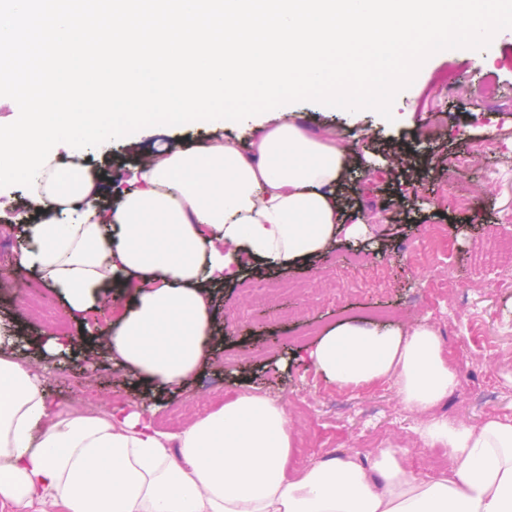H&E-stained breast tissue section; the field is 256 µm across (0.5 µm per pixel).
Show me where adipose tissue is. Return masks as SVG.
I'll return each mask as SVG.
<instances>
[{
    "label": "adipose tissue",
    "instance_id": "1",
    "mask_svg": "<svg viewBox=\"0 0 512 512\" xmlns=\"http://www.w3.org/2000/svg\"><path fill=\"white\" fill-rule=\"evenodd\" d=\"M354 155L291 111L252 126L244 149L216 139L152 155L111 207L80 164L48 165L38 179L45 216L26 226L15 265L42 274L71 315L125 299L105 338L113 360L144 389L177 386L206 355L216 283L248 263L310 262L337 236L364 233L336 197ZM130 275L144 286L127 299ZM5 337L0 328V504L14 512H512V421L433 416L459 381L431 326L345 321L305 359L341 389L390 383L405 410L423 414L421 441L448 447L438 478L410 470L395 448L289 472L300 439L287 411L248 389L173 433L136 404L58 411L42 369Z\"/></svg>",
    "mask_w": 512,
    "mask_h": 512
}]
</instances>
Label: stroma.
Segmentation results:
<instances>
[{"label":"stroma","instance_id":"obj_1","mask_svg":"<svg viewBox=\"0 0 512 512\" xmlns=\"http://www.w3.org/2000/svg\"><path fill=\"white\" fill-rule=\"evenodd\" d=\"M480 56V67L468 51L431 56L425 73L396 96L394 123L376 113L353 118L316 102L296 103L309 131L327 129L347 143L359 128L372 129L360 161L377 172L369 180L349 174L343 193L347 211L361 214L366 232L361 242L339 241L305 265L247 268L244 279L274 294V307L251 301L239 283L216 287L209 355L180 390L143 391L133 374L113 369L105 345L84 344V337L107 334L123 304L69 316L62 298L37 273L7 264L0 270L10 282L0 287V320L16 329L15 351L33 360L38 353L31 339L72 342L57 362L45 364L48 400L67 410L91 405L101 414L136 403L154 411L162 428L170 430L169 414L176 407L209 403L220 393L230 398L248 385L286 405L308 461L368 447L397 448L415 472L435 477L432 450L417 433L420 420L403 409L390 384L341 390L298 356L330 326L346 320L373 323L377 311L385 310L389 324L435 327L450 365L462 375L435 415L472 426L491 417L512 420V271H504L493 256L474 263L489 227L512 235V28L501 30ZM490 72L496 77L491 85L485 81ZM215 135L244 146L250 132L206 124L147 128L88 151L85 165L100 194L113 201L140 160ZM485 142L493 143V151L479 153ZM439 225L450 251L436 266L401 260L405 247ZM354 252L369 255L372 268L386 269L385 284L347 279L346 261ZM440 273L457 287L432 306L429 286ZM30 288L47 298L52 317L25 308L22 295Z\"/></svg>","mask_w":512,"mask_h":512}]
</instances>
